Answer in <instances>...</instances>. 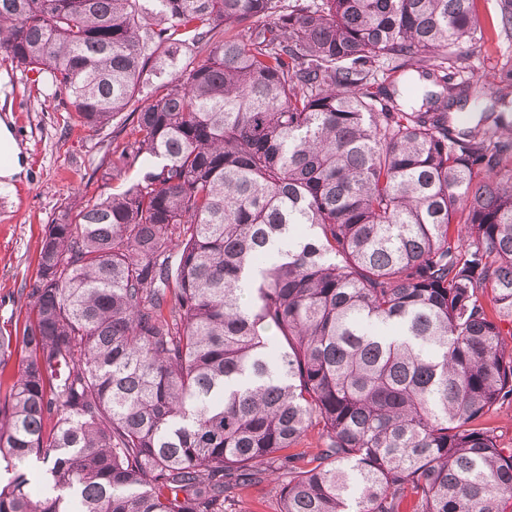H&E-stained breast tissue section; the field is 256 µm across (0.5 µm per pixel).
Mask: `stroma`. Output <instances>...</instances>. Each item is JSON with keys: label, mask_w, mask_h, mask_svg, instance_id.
Segmentation results:
<instances>
[{"label": "stroma", "mask_w": 512, "mask_h": 512, "mask_svg": "<svg viewBox=\"0 0 512 512\" xmlns=\"http://www.w3.org/2000/svg\"><path fill=\"white\" fill-rule=\"evenodd\" d=\"M482 36L478 48L460 63L464 75L490 76L512 67V35L496 27L499 0H475ZM11 116L18 143L27 155V177L0 189V333L20 330L29 299L24 284L36 276L47 224L64 209L106 198L136 181L140 168L112 176L113 150L128 139L131 122L118 116L110 135L81 126L75 113L49 98L40 84L22 80L10 63L0 62V118ZM269 484L240 493L228 489L224 512H278Z\"/></svg>", "instance_id": "obj_1"}]
</instances>
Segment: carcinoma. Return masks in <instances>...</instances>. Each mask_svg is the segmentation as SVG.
Segmentation results:
<instances>
[{
  "instance_id": "carcinoma-1",
  "label": "carcinoma",
  "mask_w": 512,
  "mask_h": 512,
  "mask_svg": "<svg viewBox=\"0 0 512 512\" xmlns=\"http://www.w3.org/2000/svg\"><path fill=\"white\" fill-rule=\"evenodd\" d=\"M479 29L474 0H0V60L96 132L129 113L112 170L143 171L47 226L0 336V457L49 488L0 512H224L262 461L280 512H512L482 423L512 400V122L451 115L512 89L454 69ZM377 63L438 90L403 105Z\"/></svg>"
}]
</instances>
